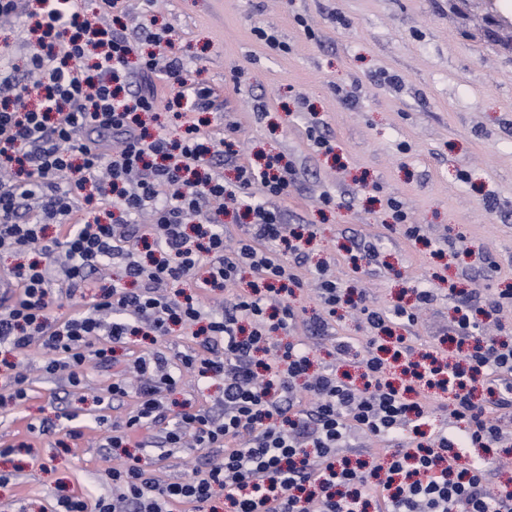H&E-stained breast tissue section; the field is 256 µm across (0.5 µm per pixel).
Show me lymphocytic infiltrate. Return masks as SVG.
Segmentation results:
<instances>
[{
  "mask_svg": "<svg viewBox=\"0 0 512 512\" xmlns=\"http://www.w3.org/2000/svg\"><path fill=\"white\" fill-rule=\"evenodd\" d=\"M28 12L25 0H0V19L32 35L27 68L35 87L8 71L0 73V249L36 254V261L10 272L16 290L0 307V354L40 346L46 375L66 373L79 386L84 365H111L116 347L134 336L160 339L171 323L192 328L206 320L199 349L180 357L194 376L221 379L224 412L182 403L167 418L165 394L175 385L169 358L154 351L138 357L144 381L112 382L111 400L133 399L121 426L105 438L125 447L133 432L170 420L164 448H220L223 460L183 479L155 485L134 463L112 468L111 495L59 497L60 512H168L172 504L203 508L216 491L226 512H512V487L488 484V469L461 464V449L493 448L507 434L488 406L512 408V342L480 335L484 320L512 304V289L499 292L479 316L462 312L452 327L461 362L418 351L397 336L392 356L374 348L354 354L348 340L336 351L354 357V372L312 371L301 343L279 344L275 334L295 326L297 309L286 295L302 287L301 233L287 225L277 200L287 197L296 171L280 156L240 161L236 152L206 145L190 110L212 108L213 92L188 80L180 56L137 47L120 32L106 33L72 6L71 0H41ZM177 84L163 101L157 79ZM36 93L35 108L24 100ZM173 113L179 137L151 134L143 115ZM235 166L234 181L213 171L216 156ZM262 202H252V188ZM113 207V223L85 221L89 205ZM250 216L235 241L224 236L222 215ZM58 227L48 236L46 225ZM132 288L120 282L100 289L87 311L54 315V286L83 293L89 276L115 258ZM251 290L236 294L223 311L206 310L201 299L177 298L170 285L192 280L205 293L236 284L243 272ZM328 314L359 309L375 332L394 321L414 323L416 308L432 303L419 288L415 308L383 312L356 299L353 288L320 278ZM253 323L244 331L241 320ZM271 359L255 364V352ZM449 390L447 427L417 439L430 415L422 391ZM380 444L377 459L351 461L355 436Z\"/></svg>",
  "mask_w": 512,
  "mask_h": 512,
  "instance_id": "1",
  "label": "lymphocytic infiltrate"
}]
</instances>
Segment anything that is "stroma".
Returning <instances> with one entry per match:
<instances>
[{
  "label": "stroma",
  "mask_w": 512,
  "mask_h": 512,
  "mask_svg": "<svg viewBox=\"0 0 512 512\" xmlns=\"http://www.w3.org/2000/svg\"><path fill=\"white\" fill-rule=\"evenodd\" d=\"M108 27L147 45L165 31L171 52L208 84L212 137L232 144L241 160L282 155L297 181L278 200L289 224L309 241L304 281L289 301L299 311L281 343L306 341L316 367L337 368L335 339L365 347L371 332L350 308L328 315L316 280L326 266L337 281L384 311L411 306L414 289L435 300L403 329L417 349L448 344L456 298L449 286L483 306L512 286V0H125ZM265 29L282 42L272 49ZM318 124L333 145L316 153L307 137ZM334 203L322 206L321 194ZM398 200L423 238L409 240L388 206ZM377 244L372 263L356 260V244ZM148 341L117 351L111 369L88 362L84 382L43 374L42 349L20 360L29 398L0 406V443H28L32 452L0 456V512H50L59 495L87 489L111 493L106 472L137 461L147 475L172 482L219 448L174 449L159 458L158 423L133 434L128 451L104 445L94 426L112 381L128 376ZM222 387L183 374L168 406L188 401L220 413ZM81 425L80 438L69 435ZM149 450H142V442Z\"/></svg>",
  "instance_id": "stroma-1"
}]
</instances>
